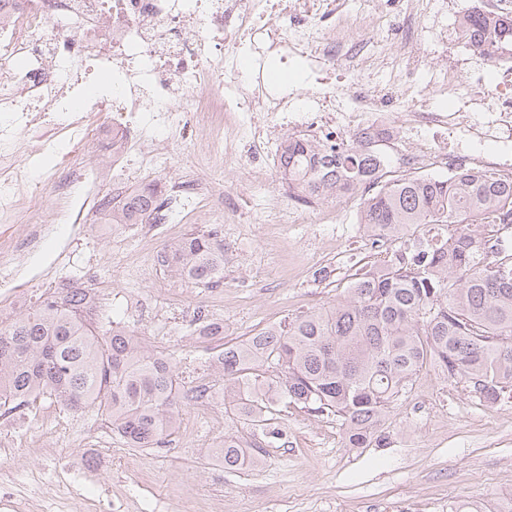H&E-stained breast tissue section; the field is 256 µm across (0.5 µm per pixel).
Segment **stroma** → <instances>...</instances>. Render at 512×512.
Wrapping results in <instances>:
<instances>
[{
    "instance_id": "35a3bbf8",
    "label": "stroma",
    "mask_w": 512,
    "mask_h": 512,
    "mask_svg": "<svg viewBox=\"0 0 512 512\" xmlns=\"http://www.w3.org/2000/svg\"><path fill=\"white\" fill-rule=\"evenodd\" d=\"M360 210V198L349 200L333 237L319 224H233L217 288L170 277L141 246L147 233L161 248L207 229L211 216L61 227L0 288V319L68 283L98 289L102 314L170 356L184 386L209 401L184 407L155 448L127 447L94 407L75 413L42 398L0 415V512H450L462 503L496 512L512 499V396L483 402L431 364L392 403L380 442L363 448L349 447L331 414L293 406L257 425L225 410L217 351L195 327L221 320L235 342L346 297L351 274L378 253ZM228 430L260 447L261 466L225 469L218 444Z\"/></svg>"
}]
</instances>
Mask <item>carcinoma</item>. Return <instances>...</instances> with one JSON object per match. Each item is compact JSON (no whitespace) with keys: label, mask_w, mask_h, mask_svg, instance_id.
<instances>
[{"label":"carcinoma","mask_w":512,"mask_h":512,"mask_svg":"<svg viewBox=\"0 0 512 512\" xmlns=\"http://www.w3.org/2000/svg\"><path fill=\"white\" fill-rule=\"evenodd\" d=\"M460 38L484 57L512 48V15L475 8ZM378 140L355 136L328 149L288 140L281 167L309 196L363 188L361 223L382 237L383 258L356 271L349 295L329 310L226 343L217 356L224 400L252 422L302 406L342 420L352 448L378 440L391 403L433 362L487 403L512 393V252L490 245L512 224V178L465 169L448 178L383 180ZM110 224H141L161 207L144 188L105 198ZM161 265L207 288L224 282L221 231H192L164 246ZM92 288L44 292L26 313L0 320V410L49 397L78 412L96 406L132 448H153L179 426L182 406L201 394L182 389L172 361L128 326L99 317ZM224 339V323L198 326ZM224 468L257 467L261 452L224 433Z\"/></svg>","instance_id":"carcinoma-1"}]
</instances>
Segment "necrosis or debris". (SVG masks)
Here are the masks:
<instances>
[{
    "label": "necrosis or debris",
    "instance_id": "1",
    "mask_svg": "<svg viewBox=\"0 0 512 512\" xmlns=\"http://www.w3.org/2000/svg\"><path fill=\"white\" fill-rule=\"evenodd\" d=\"M0 0V223L24 221V243L0 252V285L9 286L27 258L60 224L97 218L99 179L65 159L51 172L15 175L21 148L55 153L61 141L112 159V192L156 185L163 201L155 221L185 222L201 205L219 208L223 182L198 170L167 175L185 148L199 166L235 170L245 149L262 143L265 161L251 182L266 188V224H341L342 212L310 203L284 207L271 184L286 139L333 145L336 134L383 132L406 139L399 165L454 174L470 169L512 177V64L450 56L441 85L456 98L433 107L416 80L412 51L418 15L433 18L431 39L448 47L460 21L455 0H395V10L363 0ZM390 31L405 44L397 61L400 98L370 91L363 76L388 60ZM249 52L258 77H240ZM300 64L302 90L271 87L261 72L269 59ZM94 112H113L111 129L93 126ZM48 190L50 216L30 218L26 200Z\"/></svg>",
    "mask_w": 512,
    "mask_h": 512
}]
</instances>
